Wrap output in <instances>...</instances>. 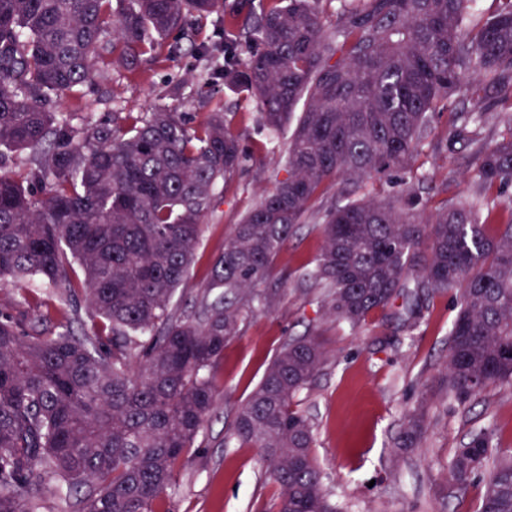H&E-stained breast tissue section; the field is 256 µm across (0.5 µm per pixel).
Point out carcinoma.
<instances>
[{
    "label": "carcinoma",
    "mask_w": 512,
    "mask_h": 512,
    "mask_svg": "<svg viewBox=\"0 0 512 512\" xmlns=\"http://www.w3.org/2000/svg\"><path fill=\"white\" fill-rule=\"evenodd\" d=\"M0 0V148L30 153L0 174V282L60 290V318L34 337L0 314V512H39L45 492L77 512H154L195 444L218 391L210 371L252 312V289L298 224L322 223L309 276L325 315L357 328L403 297L405 322L450 288L458 311L444 385L463 405L512 390V220L495 224L493 190L512 186V113L492 145L487 112L454 113L444 140L472 151L474 190L435 213L415 162L438 106L512 99V0L470 23L469 0ZM210 18L198 53L203 87L220 79L256 104L268 134L295 122L285 176L233 226L191 315L172 308L219 185L246 161L233 112L196 123L176 108L133 115L55 112L110 69L132 76L160 41ZM370 182L398 190L362 194ZM353 196L324 205L331 186ZM86 301L80 316V301ZM90 322L91 331L73 324ZM316 335L290 339L239 408L234 435L261 451L280 487L276 512H338L295 397L324 364ZM424 414L395 444L420 448ZM487 431L449 463L468 484L483 471L480 512H512V456Z\"/></svg>",
    "instance_id": "obj_1"
}]
</instances>
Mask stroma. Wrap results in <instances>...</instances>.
<instances>
[{
	"mask_svg": "<svg viewBox=\"0 0 512 512\" xmlns=\"http://www.w3.org/2000/svg\"><path fill=\"white\" fill-rule=\"evenodd\" d=\"M211 30L208 24L188 30L180 53L161 48L158 60L145 64L138 78L114 72L99 79L105 102L98 112L120 108L138 115L169 106L203 119L210 106L191 80L203 63L188 46ZM179 79L184 82L180 97L169 96L170 82ZM471 107L470 100L458 98L434 118L437 134L417 160L420 173L427 176L419 190L429 208L439 207L443 196L463 199L471 193L468 149L460 143L443 147L439 139L453 113ZM235 130L249 159L218 192L204 219L197 257L173 299L188 313L204 293L211 264L224 250L226 232L284 175L288 131L268 138L252 118L236 124ZM322 244L320 224L298 225L256 286L264 303L225 344L214 369L221 398L194 447L185 452L174 486L157 501L156 512H268L280 488L259 449L234 436V413L282 345L310 334L320 336L327 360L294 406L313 422L314 458L340 512H478L482 478L458 486L448 466L458 449L483 430L492 432L501 452L512 453V390L490 386L461 406L443 387L457 312L455 290L431 297L424 319L414 329L403 328L380 311L350 329L324 315V292L306 276ZM31 294L11 285L1 287L0 312L25 311L28 323L40 326L46 314L55 311V291L39 289L40 306L33 310L27 304ZM418 406L426 414L423 446L414 453H395L404 413Z\"/></svg>",
	"mask_w": 512,
	"mask_h": 512,
	"instance_id": "obj_1",
	"label": "stroma"
}]
</instances>
